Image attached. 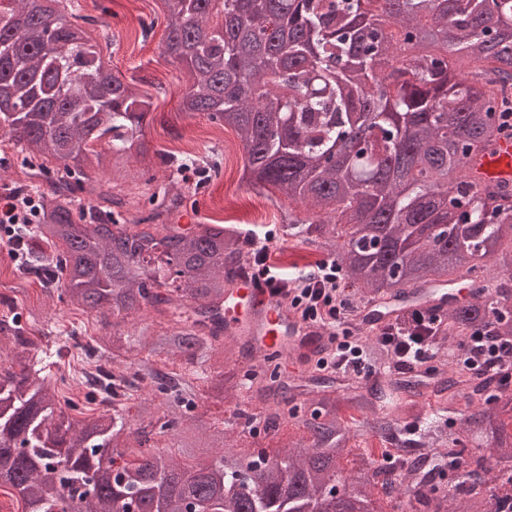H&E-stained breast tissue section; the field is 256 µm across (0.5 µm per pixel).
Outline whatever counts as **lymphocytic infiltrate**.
I'll return each instance as SVG.
<instances>
[{
	"label": "lymphocytic infiltrate",
	"instance_id": "f902f5d3",
	"mask_svg": "<svg viewBox=\"0 0 512 512\" xmlns=\"http://www.w3.org/2000/svg\"><path fill=\"white\" fill-rule=\"evenodd\" d=\"M248 240L254 253V278L276 291L283 283L295 282L294 293L288 298L290 306L304 321L325 328L334 350L329 357L318 360V369L359 376L374 373L375 367L365 353L366 340L353 323L357 303L345 286L341 266L325 256L310 263L308 269L291 272L278 264L270 247L273 231L250 234ZM437 322V317L414 310L378 327L374 338L391 356L388 371L400 374L436 360L432 335ZM467 350L466 364L479 377L496 379L512 371V341L478 333L470 337Z\"/></svg>",
	"mask_w": 512,
	"mask_h": 512
}]
</instances>
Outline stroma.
I'll return each mask as SVG.
<instances>
[{
	"label": "stroma",
	"mask_w": 512,
	"mask_h": 512,
	"mask_svg": "<svg viewBox=\"0 0 512 512\" xmlns=\"http://www.w3.org/2000/svg\"><path fill=\"white\" fill-rule=\"evenodd\" d=\"M82 14L92 16L97 24L92 32L95 40L110 38V62L142 90L152 95L154 111L144 125V140L149 150L182 148L197 154L217 147L221 154V169L198 177V189L189 193L182 212L189 224H208L221 220L247 228L257 223L279 227L282 212L292 211L305 217L304 206L288 201L283 195L267 200L255 189L241 182L243 157L240 142L232 130H225L203 118L192 119L181 110V100L187 86L183 64L165 58L162 0H78ZM10 268L0 263V316L14 315L27 319L39 304L38 280L25 283L15 290ZM54 325L75 331L64 350V359L48 355L45 360L52 374L58 397L84 399L87 392L81 380L65 372L66 364L84 358V345L96 332V317L75 310L69 300L55 302L49 312Z\"/></svg>",
	"instance_id": "35a3bbf8"
}]
</instances>
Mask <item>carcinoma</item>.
Here are the masks:
<instances>
[{"mask_svg": "<svg viewBox=\"0 0 512 512\" xmlns=\"http://www.w3.org/2000/svg\"><path fill=\"white\" fill-rule=\"evenodd\" d=\"M163 2L164 53L187 67L183 110L238 134L242 180L311 212L281 215L288 237L333 257L370 302L459 280L481 292L440 318L433 382L383 373L303 389L274 367H230L252 360L248 344L221 339L225 290L251 248L235 224L172 220L186 194L175 174L188 162L219 167L156 151L169 184L142 215L115 189L144 178L153 97L104 67L74 0L54 24L34 0H14L0 13L14 58L0 63V130L28 157L19 192L42 203L35 223L13 227L26 260L15 276L41 280V308L66 295L112 329L84 350L104 363L86 377L87 401L110 391L114 403L86 418L59 400L35 367L42 357L17 354L37 349L36 316L0 319V489L26 512H384L386 498L399 512H512V388L458 362L475 331L512 338V287L497 273L512 270V183L478 186L468 174L509 131L512 0ZM213 376L231 399L255 387L247 406L265 434L290 419L299 433L273 455L246 429L228 444L196 413L199 382ZM357 438L397 449L406 476L370 454L346 466ZM132 443L137 459L114 471L107 453L123 458ZM451 460L450 499L435 479Z\"/></svg>", "mask_w": 512, "mask_h": 512, "instance_id": "carcinoma-1", "label": "carcinoma"}]
</instances>
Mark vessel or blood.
<instances>
[{"mask_svg": "<svg viewBox=\"0 0 512 512\" xmlns=\"http://www.w3.org/2000/svg\"><path fill=\"white\" fill-rule=\"evenodd\" d=\"M470 177L477 185L512 181V138L502 137L470 164ZM473 294L470 288L458 290L438 286L424 288L389 300L384 307L366 305L359 326L379 327L390 319L413 309L440 315L449 303H461ZM224 335L242 338L253 347L255 356L269 351L280 352L296 371H304L310 358L326 345L324 331L310 333L301 319L280 302L271 289L249 278L238 280L224 296Z\"/></svg>", "mask_w": 512, "mask_h": 512, "instance_id": "b4317fda", "label": "vessel or blood"}]
</instances>
